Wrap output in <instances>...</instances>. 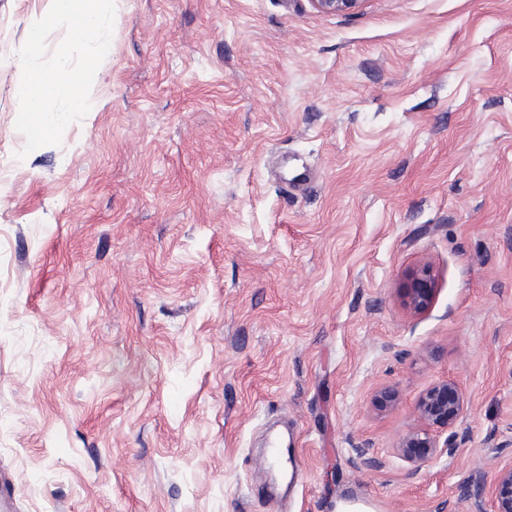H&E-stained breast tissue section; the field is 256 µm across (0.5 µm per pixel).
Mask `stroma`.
Masks as SVG:
<instances>
[{"label":"stroma","instance_id":"stroma-1","mask_svg":"<svg viewBox=\"0 0 512 512\" xmlns=\"http://www.w3.org/2000/svg\"><path fill=\"white\" fill-rule=\"evenodd\" d=\"M46 6L0 0L5 512H493L512 0H116L90 112L28 153L10 60ZM445 379L457 446L412 470L396 441ZM435 277L428 266L412 275L404 289V306L411 314H420L431 305L436 291Z\"/></svg>","mask_w":512,"mask_h":512}]
</instances>
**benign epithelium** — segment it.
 Instances as JSON below:
<instances>
[{"mask_svg": "<svg viewBox=\"0 0 512 512\" xmlns=\"http://www.w3.org/2000/svg\"><path fill=\"white\" fill-rule=\"evenodd\" d=\"M324 13H347L361 0H312ZM436 291L435 277L428 266L412 275L404 288V306L412 314H420L431 305ZM398 398L394 387L379 388L373 400L385 407L395 405ZM467 408V399L460 385L446 379L431 384L415 407L416 424L402 434L397 442L396 454L419 470L438 455L453 452L456 447L452 430ZM495 512H512V464L504 465L496 473L491 488Z\"/></svg>", "mask_w": 512, "mask_h": 512, "instance_id": "benign-epithelium-1", "label": "benign epithelium"}]
</instances>
